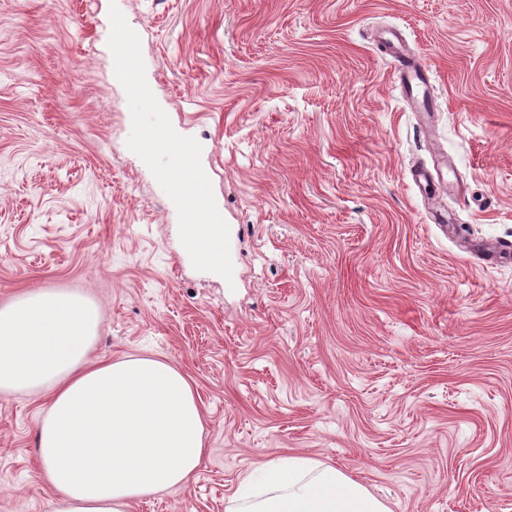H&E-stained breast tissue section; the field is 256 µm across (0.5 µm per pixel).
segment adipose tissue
I'll use <instances>...</instances> for the list:
<instances>
[{"label": "adipose tissue", "instance_id": "obj_1", "mask_svg": "<svg viewBox=\"0 0 512 512\" xmlns=\"http://www.w3.org/2000/svg\"><path fill=\"white\" fill-rule=\"evenodd\" d=\"M101 322L84 295L56 288L0 305V391L49 394L37 447L54 512H129L183 486L207 451L188 379L153 357L91 359ZM225 512H389L340 469L301 455L257 462Z\"/></svg>", "mask_w": 512, "mask_h": 512}]
</instances>
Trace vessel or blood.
Returning <instances> with one entry per match:
<instances>
[{
	"mask_svg": "<svg viewBox=\"0 0 512 512\" xmlns=\"http://www.w3.org/2000/svg\"><path fill=\"white\" fill-rule=\"evenodd\" d=\"M376 46L386 57L396 75L403 96L412 101L418 111L431 112L436 107L430 76L425 65L406 46L401 32L389 28L381 32ZM411 176L419 191L427 197H435L441 188V180L421 165L413 166Z\"/></svg>",
	"mask_w": 512,
	"mask_h": 512,
	"instance_id": "1",
	"label": "vessel or blood"
}]
</instances>
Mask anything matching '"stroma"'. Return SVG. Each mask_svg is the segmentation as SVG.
<instances>
[{
    "label": "stroma",
    "mask_w": 512,
    "mask_h": 512,
    "mask_svg": "<svg viewBox=\"0 0 512 512\" xmlns=\"http://www.w3.org/2000/svg\"><path fill=\"white\" fill-rule=\"evenodd\" d=\"M201 162L233 278L196 270L172 201L126 149L109 11ZM400 29L437 108L374 47ZM448 160L428 223L410 168ZM512 0H0V303L40 288L102 310L92 354L192 382L208 451L131 512H225L265 456L300 454L389 512H512ZM42 396L0 393V512H53Z\"/></svg>",
    "instance_id": "stroma-1"
}]
</instances>
